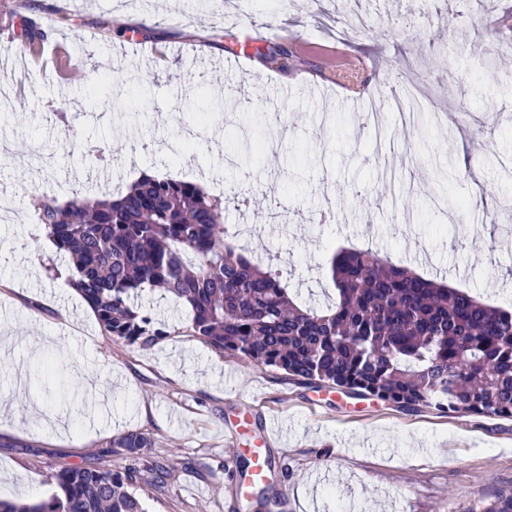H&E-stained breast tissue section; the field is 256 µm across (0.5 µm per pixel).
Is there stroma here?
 Here are the masks:
<instances>
[{
	"instance_id": "35a3bbf8",
	"label": "stroma",
	"mask_w": 512,
	"mask_h": 512,
	"mask_svg": "<svg viewBox=\"0 0 512 512\" xmlns=\"http://www.w3.org/2000/svg\"><path fill=\"white\" fill-rule=\"evenodd\" d=\"M14 13L82 64L0 73V99L28 100L0 113V144L48 159L0 154V407L12 410L0 472L14 477L1 500L20 484L49 498L62 468L118 465L109 443L130 431L171 471L148 512H265L257 486L244 495L230 477L258 450L275 512H468L512 490V420L403 411L238 363L187 335L185 308L157 291L142 305L165 337L147 350L107 339L68 261L54 277L39 265L35 206L114 198L161 169L223 193L225 224L249 228L248 255L300 304L335 300L329 260L356 246L512 309V64L487 59L491 42L512 47V0H480L464 24L448 0H0V47ZM354 14L383 34L352 37L342 19ZM136 40L154 55H136ZM277 47L287 67L263 56ZM347 56L363 64L357 96L334 79ZM373 105L388 115L382 138L364 119ZM358 185L369 208L346 204Z\"/></svg>"
}]
</instances>
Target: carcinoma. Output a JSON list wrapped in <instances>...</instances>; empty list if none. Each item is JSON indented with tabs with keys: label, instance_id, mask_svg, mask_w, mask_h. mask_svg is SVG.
<instances>
[{
	"label": "carcinoma",
	"instance_id": "carcinoma-1",
	"mask_svg": "<svg viewBox=\"0 0 512 512\" xmlns=\"http://www.w3.org/2000/svg\"><path fill=\"white\" fill-rule=\"evenodd\" d=\"M21 26L25 44L43 42L33 19ZM37 211L71 263L70 285L113 341L149 349L167 335L138 303L159 289L189 307L186 332L217 353L402 410L512 419V311L376 251L337 250L336 302L316 308L297 304L287 279L232 242L223 197L197 183L145 177L113 200L43 196ZM155 445L126 433L111 442L122 465L63 468L48 476L60 493L0 500V512H147L142 494L166 488L165 468L144 453ZM471 512H512V494Z\"/></svg>",
	"mask_w": 512,
	"mask_h": 512
}]
</instances>
